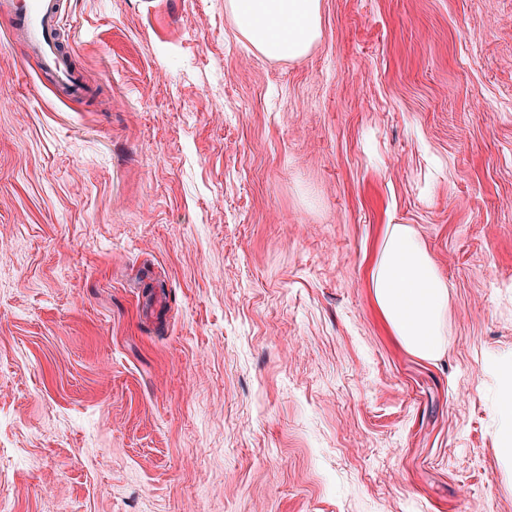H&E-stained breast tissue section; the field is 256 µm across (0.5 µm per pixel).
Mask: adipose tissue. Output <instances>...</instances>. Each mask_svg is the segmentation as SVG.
<instances>
[{"instance_id": "ef3b65f1", "label": "adipose tissue", "mask_w": 512, "mask_h": 512, "mask_svg": "<svg viewBox=\"0 0 512 512\" xmlns=\"http://www.w3.org/2000/svg\"><path fill=\"white\" fill-rule=\"evenodd\" d=\"M238 32L271 59L304 57L320 37V0H228ZM368 286L392 336L409 353L438 360L448 346V284L416 231L408 224L386 225ZM496 433L505 464H512V361L496 368Z\"/></svg>"}]
</instances>
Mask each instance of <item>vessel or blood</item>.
I'll list each match as a JSON object with an SVG mask.
<instances>
[{"instance_id":"1","label":"vessel or blood","mask_w":512,"mask_h":512,"mask_svg":"<svg viewBox=\"0 0 512 512\" xmlns=\"http://www.w3.org/2000/svg\"><path fill=\"white\" fill-rule=\"evenodd\" d=\"M0 12L11 19V36L22 41L59 87L74 97L83 93V80L62 43L61 0H0Z\"/></svg>"}]
</instances>
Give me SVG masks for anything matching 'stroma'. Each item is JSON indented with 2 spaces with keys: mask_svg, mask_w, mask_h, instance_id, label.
<instances>
[{
  "mask_svg": "<svg viewBox=\"0 0 512 512\" xmlns=\"http://www.w3.org/2000/svg\"><path fill=\"white\" fill-rule=\"evenodd\" d=\"M64 96L0 13V512H512V0H62ZM448 283L406 352L389 221ZM238 32L271 59L304 57L320 37V0H228ZM368 286L392 336L409 353L438 360L448 346V283L409 224H386ZM498 409L504 417L496 433L500 454L510 470L512 464V361L499 362L496 368Z\"/></svg>",
  "mask_w": 512,
  "mask_h": 512,
  "instance_id": "obj_1",
  "label": "stroma"
}]
</instances>
